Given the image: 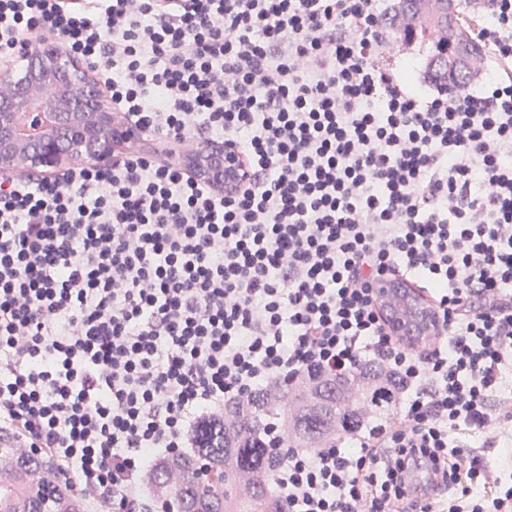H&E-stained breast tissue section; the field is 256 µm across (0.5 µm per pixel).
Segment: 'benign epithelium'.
Listing matches in <instances>:
<instances>
[{"label":"benign epithelium","mask_w":512,"mask_h":512,"mask_svg":"<svg viewBox=\"0 0 512 512\" xmlns=\"http://www.w3.org/2000/svg\"><path fill=\"white\" fill-rule=\"evenodd\" d=\"M0 178L14 179L37 171L51 177L91 162L112 164L115 143L137 138V130L121 121L98 94L95 70L74 61L53 37L32 49L0 57ZM44 101L53 124L26 139L17 131V115L32 100ZM181 165L217 189L245 182L246 165L231 148L214 144L190 149ZM379 307L396 323L394 336L404 334L407 322L417 325L415 335L433 336L438 323L430 306L405 282L385 280L377 291Z\"/></svg>","instance_id":"7a95c632"}]
</instances>
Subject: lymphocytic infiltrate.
<instances>
[{"label":"lymphocytic infiltrate","mask_w":512,"mask_h":512,"mask_svg":"<svg viewBox=\"0 0 512 512\" xmlns=\"http://www.w3.org/2000/svg\"><path fill=\"white\" fill-rule=\"evenodd\" d=\"M386 0H0V54L57 37L145 137L235 148L227 194L150 150L0 182V442L99 512H175L155 460L272 383L398 374L396 410L295 447L274 512H512V0H468L480 50L429 87ZM440 321L392 336L382 278ZM429 468L428 495L407 475Z\"/></svg>","instance_id":"f902f5d3"}]
</instances>
